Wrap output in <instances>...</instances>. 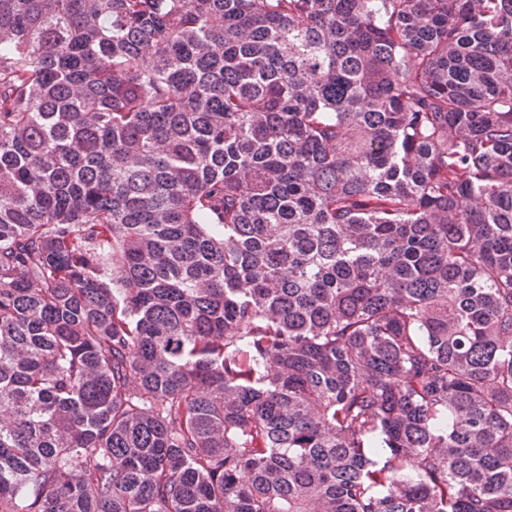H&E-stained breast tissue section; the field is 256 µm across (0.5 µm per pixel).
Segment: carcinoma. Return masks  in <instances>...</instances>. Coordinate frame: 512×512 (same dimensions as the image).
<instances>
[{
  "label": "carcinoma",
  "mask_w": 512,
  "mask_h": 512,
  "mask_svg": "<svg viewBox=\"0 0 512 512\" xmlns=\"http://www.w3.org/2000/svg\"><path fill=\"white\" fill-rule=\"evenodd\" d=\"M0 512H512V0H0Z\"/></svg>",
  "instance_id": "obj_1"
}]
</instances>
